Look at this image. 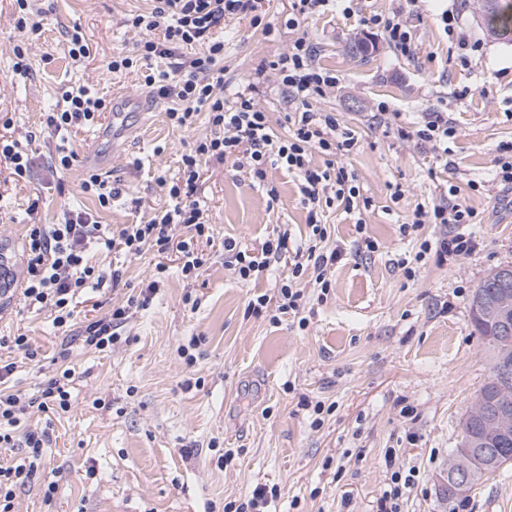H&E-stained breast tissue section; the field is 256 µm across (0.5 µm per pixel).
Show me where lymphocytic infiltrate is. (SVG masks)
Instances as JSON below:
<instances>
[{
	"label": "lymphocytic infiltrate",
	"instance_id": "1",
	"mask_svg": "<svg viewBox=\"0 0 512 512\" xmlns=\"http://www.w3.org/2000/svg\"><path fill=\"white\" fill-rule=\"evenodd\" d=\"M261 0H155L151 11L128 16L126 27L136 31L140 39L135 55H113L109 70L120 73L133 68L135 61L166 60L167 67L145 74L147 86L153 87L173 106L166 117L175 130L192 125L198 111H205L209 135L196 140L189 153L183 154L175 179L159 177L167 185L173 201L144 224H125L112 236H105L96 216L85 210L64 208L58 223L31 224L26 229L27 265L25 286L21 291L26 305L49 311L56 328H70L75 319L73 299L87 288L100 286L105 278L120 282V273L105 275L89 262L91 247L105 243L131 256L146 251L165 254L178 252L180 273L184 280L198 278L207 259L199 251L200 239L212 238L214 229L207 224L196 197L203 164L232 163L249 171L258 181H266L269 171L282 169L299 179L301 202L307 211L309 233L297 246H290L291 232L280 227L267 236L260 250L243 247L236 238L224 239V264L243 283L259 280L272 267L284 262L288 272L276 284L274 294L250 297L249 312L259 315L297 316L303 313L307 290L328 295L331 270L341 257L339 248L329 247L331 227L323 221L326 208L339 206L348 213L366 214L373 201L365 196L354 171L343 159L360 147L356 132L333 112L316 109L338 79L315 62L313 46L307 37H297L286 52L266 64L274 83L287 100L290 111L285 115L288 130L274 131L270 115L255 99L253 88L238 92L234 101L224 98V43L215 39V29L223 27L226 18L250 17L265 36L275 34L272 24L263 23L259 11ZM416 0H397L390 17H363L364 30H377L400 54L411 51L412 34L408 16ZM103 103L79 86L64 91L54 112L48 113L46 124L53 135L97 122ZM456 129L444 110L424 113L411 127L397 130L400 140L431 147L440 159L448 157V141ZM321 154L323 165L312 162ZM473 211L459 202L456 187L432 206L417 205L411 229L426 224H449L447 232L435 241H423L421 252L436 251L441 257H457L472 252L476 239L462 232V225L472 223ZM167 276L165 264H156L153 274L139 294L128 296L101 318L86 325L85 347L105 351L122 341L125 326L137 310L145 309ZM15 363L0 362V447H21L24 458L18 464L0 463V512H15L17 490L40 485L45 501H52L57 490L55 476H42L40 467L47 442L45 432L33 429L27 419L29 409L61 414L71 408L68 382L71 368H61L42 389L39 396L26 397L14 390L10 379ZM384 465L389 482L379 501L378 512H400V504L417 487L418 472L398 464V451L386 449Z\"/></svg>",
	"mask_w": 512,
	"mask_h": 512
}]
</instances>
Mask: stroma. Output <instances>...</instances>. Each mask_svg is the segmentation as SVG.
<instances>
[{"label":"stroma","instance_id":"1","mask_svg":"<svg viewBox=\"0 0 512 512\" xmlns=\"http://www.w3.org/2000/svg\"><path fill=\"white\" fill-rule=\"evenodd\" d=\"M40 7L41 31L32 36L18 29L14 0H0V123L8 122L13 138L30 139L35 154L26 180L14 181L0 168V233L24 242L27 225L57 223L65 207L98 212L103 224L145 223L171 204L157 176H175L182 154L210 131L202 114L190 128L173 130L170 100L147 88L140 72L108 68L114 54L133 53L138 39L121 18L150 10L152 2L42 0ZM352 7L350 16L339 10L309 16L294 32L284 26L288 0H262L276 38L246 17L226 19L214 32L224 42L225 96L252 81L259 65L287 51L300 32L317 63L339 78L317 107L358 131L361 147L344 163L374 206L362 233L355 214L326 209L331 241L342 251L326 300L307 293L303 326L247 313L249 297L273 292L275 281L239 282L224 266L222 242L233 236L257 248L279 224L294 238L306 236L298 180L273 171L279 191L273 202L248 170L204 166L198 197L214 239L203 247L211 260L195 282L183 281L175 254L128 257L99 245L92 264L119 270L124 286L85 290L69 331L54 328L49 312L19 301L0 318V336L26 335L38 351L31 361L0 350L15 362L24 393L38 394L55 376L61 351L75 370L70 412L31 416L49 432L42 468L57 473L58 491L47 503L39 486L22 490L16 512H224L226 503L246 501L261 484L279 489L269 512H376L388 448L397 449L400 464L420 471L402 512H445L438 481L492 366L471 323L472 295L491 269L512 264V192L491 180L498 145L512 140V42L488 38L461 0H419L408 19L413 50L404 56L358 23L362 15H389L392 0H354ZM445 13L478 50H462L448 37ZM76 26L90 43L89 58L79 62L68 55ZM24 40L32 45L26 75L15 70L13 53ZM356 44L363 47L357 54ZM74 85L90 87L108 104L121 94L139 101L129 113L128 140L101 146L114 156L103 176L120 191L108 210L83 193L82 162L57 173L48 168L45 114ZM382 104L394 113L392 128L373 119ZM436 107L447 110L457 129L444 163L395 132ZM472 180L478 189L469 188ZM453 185L476 214L471 230L479 244L453 261L432 252L415 261L421 242L447 228L427 224L405 236L400 227L417 205L438 202ZM362 234L377 242L374 252L356 251ZM402 258L413 260V275L399 266ZM160 260L169 276L134 317L127 342L101 353L85 348L83 325L121 302L126 288L145 287ZM193 336L196 361L189 366L178 347ZM317 400L334 407L319 428L310 409ZM409 432L415 443L406 440ZM457 512H512V467L478 485Z\"/></svg>","mask_w":512,"mask_h":512}]
</instances>
